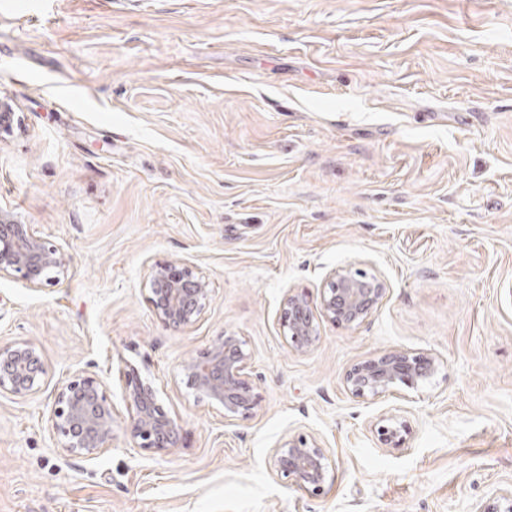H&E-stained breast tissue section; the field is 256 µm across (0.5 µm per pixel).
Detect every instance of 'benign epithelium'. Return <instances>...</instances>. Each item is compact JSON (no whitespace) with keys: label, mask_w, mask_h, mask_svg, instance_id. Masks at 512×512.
<instances>
[{"label":"benign epithelium","mask_w":512,"mask_h":512,"mask_svg":"<svg viewBox=\"0 0 512 512\" xmlns=\"http://www.w3.org/2000/svg\"><path fill=\"white\" fill-rule=\"evenodd\" d=\"M71 257L38 235L31 225L0 211V278L11 277L28 288L61 283ZM148 300L160 322L168 327L187 326L197 320L211 299L208 283L189 266L171 262L151 266ZM384 294L383 282L361 269L333 270L314 304L305 293H289L280 327L288 345L306 352L319 340L317 316L341 325L364 321ZM250 354L244 341L226 336L203 356L183 365L190 385L224 408L232 421L251 416L259 404L247 372ZM436 359L426 352L394 350L354 365L345 376L348 391L357 398L392 394L399 386L416 389L434 376ZM47 370L31 344L0 347V393L24 397L41 390ZM125 400L132 409L127 425L136 447L165 452L179 447L181 430L166 414L154 388L142 382L135 370L126 373ZM52 436L71 456L90 458L110 447L113 406L105 385L96 377L76 374L57 388L52 407ZM386 448L405 446L409 428L405 421L386 416L376 427ZM277 475L304 492L319 496L329 484L330 462L324 448L302 433L282 438L271 449ZM476 512H512V489L497 491L493 501Z\"/></svg>","instance_id":"7a95c632"}]
</instances>
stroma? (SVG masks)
<instances>
[{"label":"stroma","mask_w":512,"mask_h":512,"mask_svg":"<svg viewBox=\"0 0 512 512\" xmlns=\"http://www.w3.org/2000/svg\"><path fill=\"white\" fill-rule=\"evenodd\" d=\"M0 210L62 247L61 284L0 278V347L29 343L42 389L0 395V512H475L512 486V0H0ZM157 262L212 299L155 316ZM360 268L385 293L362 323L284 340L288 291ZM251 355L256 414L228 421L182 370L220 337ZM438 361L425 386L358 399L355 363ZM180 427L134 446L124 374ZM102 381L112 445L51 430L74 374ZM396 413L405 448L374 431ZM316 439L334 481L277 477L283 436Z\"/></svg>","instance_id":"stroma-1"}]
</instances>
